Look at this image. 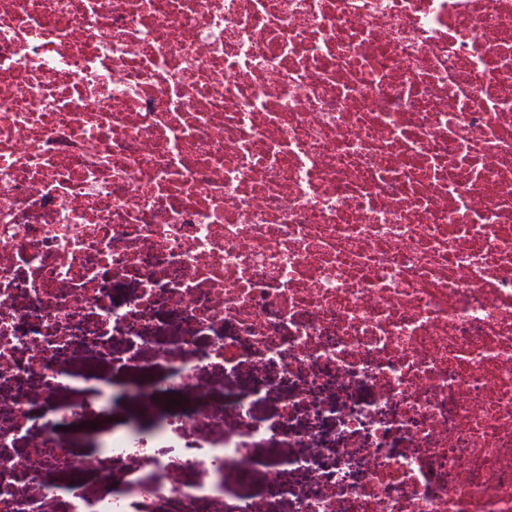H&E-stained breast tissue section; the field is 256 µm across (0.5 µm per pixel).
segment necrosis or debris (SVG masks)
Returning <instances> with one entry per match:
<instances>
[{
  "mask_svg": "<svg viewBox=\"0 0 512 512\" xmlns=\"http://www.w3.org/2000/svg\"><path fill=\"white\" fill-rule=\"evenodd\" d=\"M59 500L512 512V0H0V512Z\"/></svg>",
  "mask_w": 512,
  "mask_h": 512,
  "instance_id": "4bbe7bcc",
  "label": "necrosis or debris"
}]
</instances>
